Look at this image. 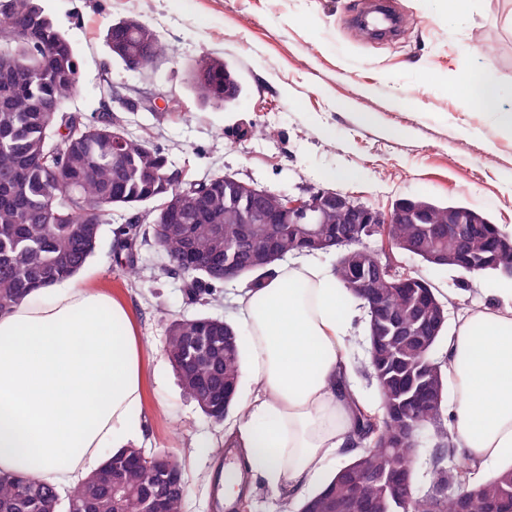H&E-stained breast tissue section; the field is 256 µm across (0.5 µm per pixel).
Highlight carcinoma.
<instances>
[{"mask_svg":"<svg viewBox=\"0 0 512 512\" xmlns=\"http://www.w3.org/2000/svg\"><path fill=\"white\" fill-rule=\"evenodd\" d=\"M11 19L0 25V34L11 36L0 43V312L10 309L28 292L67 281L76 276L93 256L86 231L83 202L96 205L102 217L114 207H136L145 203L149 187L162 186L161 175L171 168L163 150L151 138L131 133L124 120L112 113L109 101L117 98L111 83L101 87L102 115L80 128L64 118L67 102L79 91V62L75 50L57 28L38 0H0V16ZM110 47H122L118 57L129 69L149 70L170 53L156 32L137 19L111 25L106 34ZM65 64L68 76L59 77L55 68ZM45 66L39 79L31 67ZM224 61L204 55L192 68V82L201 99L224 105ZM123 140L121 162L112 161V135ZM184 184L196 183L189 192L195 207L186 218L174 217L157 206L146 210L145 219L128 222L118 232L131 267L133 249L154 244L180 273L189 295L199 299L223 283L221 274L196 271L182 264L187 248L199 256L224 250L236 235L231 213L232 195L224 191V176L212 175L198 181L183 167ZM452 208L462 214L456 228L467 235V251L475 260H490L482 271L502 276L512 273V248L492 250L490 236L512 241L480 212L463 205ZM224 225V238L213 225ZM432 226L439 236L426 231ZM384 256L383 272L370 273L367 288L383 299L387 312L403 326L401 332L385 330L379 337L366 336L360 372L371 380L379 398L373 408L359 394L351 395L356 416L355 465L338 472L324 490L308 497L315 512H512V468L477 483H470L471 467L466 460L445 467L455 456L452 435L441 425L442 406H420L411 400L408 386H421L430 393H444L445 363L436 359L437 336H422L420 328L447 305L424 278L416 277V290L394 287V275L405 269L394 251L399 250L435 265L433 256L448 254L455 236L448 235V207L425 200H412L390 226L389 236L374 234ZM353 248L340 246L333 273L350 288L355 261ZM224 320L211 324V331L198 328L193 318L172 320L166 329L164 352L177 364L178 377L186 395L199 402L223 386H238L241 375L239 347L224 335ZM222 336L224 346L197 356L192 344L199 336ZM422 428H433V448L428 487L441 489L436 498L416 493L400 505L386 495L390 477L408 468ZM133 448L110 455L92 477L73 489L68 506L73 512H143V503L161 494L163 512H183L185 483L159 492L163 462L151 466L137 462ZM55 488L33 478L0 474V512H57Z\"/></svg>","mask_w":512,"mask_h":512,"instance_id":"obj_1","label":"carcinoma"}]
</instances>
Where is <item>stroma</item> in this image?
Instances as JSON below:
<instances>
[{
    "label": "stroma",
    "mask_w": 512,
    "mask_h": 512,
    "mask_svg": "<svg viewBox=\"0 0 512 512\" xmlns=\"http://www.w3.org/2000/svg\"><path fill=\"white\" fill-rule=\"evenodd\" d=\"M74 47L79 91L69 102L86 120L99 115V87L111 81L156 110L125 113L130 131L150 127L174 166L298 196L331 189L385 212L400 199L467 205L512 233V137L449 94L445 82L484 80L502 88L512 112V0H466L453 19L438 0H392L407 21L399 39H359L350 18L362 0H40ZM134 17L174 48L148 73L128 69L107 42L109 25ZM469 54H461L460 44ZM233 68L243 92L219 107L200 101L191 67L201 56ZM182 102L178 112L165 98ZM271 129L268 137L250 129ZM130 211L113 210L78 284L124 301L144 343V441L149 455L177 462L187 482L184 512H224L219 476L224 427L186 397L164 351L171 319L206 315L236 323L245 281L185 295L157 248L141 250L127 281L116 263L117 229ZM407 271L429 280L448 305L454 330L464 308L497 302L506 279L494 272L437 269L409 254Z\"/></svg>",
    "instance_id": "obj_1"
}]
</instances>
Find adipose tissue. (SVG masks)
<instances>
[{
    "label": "adipose tissue",
    "instance_id": "adipose-tissue-1",
    "mask_svg": "<svg viewBox=\"0 0 512 512\" xmlns=\"http://www.w3.org/2000/svg\"><path fill=\"white\" fill-rule=\"evenodd\" d=\"M448 89L512 134L495 85ZM500 295L461 316L446 350L454 440L480 473L512 465V285ZM237 303L255 390L224 441L251 479L292 499L325 486L354 453L346 340L361 312L332 272L301 254ZM143 353L128 307L75 283L32 291L0 313V474L72 488L107 453L137 447Z\"/></svg>",
    "mask_w": 512,
    "mask_h": 512
}]
</instances>
